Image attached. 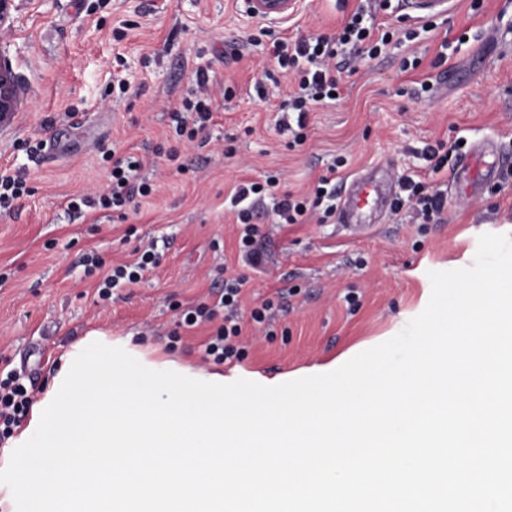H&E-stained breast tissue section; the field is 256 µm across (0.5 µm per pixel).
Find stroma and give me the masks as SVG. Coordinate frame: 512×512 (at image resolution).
I'll return each mask as SVG.
<instances>
[{
	"instance_id": "stroma-1",
	"label": "stroma",
	"mask_w": 512,
	"mask_h": 512,
	"mask_svg": "<svg viewBox=\"0 0 512 512\" xmlns=\"http://www.w3.org/2000/svg\"><path fill=\"white\" fill-rule=\"evenodd\" d=\"M356 0H295L287 16L266 19L247 0H23L0 47L27 95L0 129V168L23 171L32 188L0 214V362L44 393L59 358L93 331L130 340L147 361L247 378H275L351 358L395 336L426 307L432 270L471 266L484 233L512 235V0H448L439 15L398 4L378 11L391 42L375 58L341 61L342 89L309 115L306 142L288 148L276 126L278 103L293 81L279 76L268 98L253 86L272 63L266 44L249 42L266 25L290 38L333 33ZM432 31H424V24ZM418 30L415 40L404 38ZM448 61L432 67L439 52ZM418 59L403 69V60ZM213 89L210 143L181 144L166 111L179 106L196 69ZM432 90L424 93L421 82ZM233 96H225V88ZM463 140L500 153L505 173L474 193L454 188L456 160L431 173L426 144ZM233 156H224L225 146ZM131 152L155 185L126 220L111 211L76 216L70 196L106 183L105 148ZM178 148L185 175L165 153ZM344 166H337V159ZM380 166L393 178L417 174L448 193L437 224H414L388 211L361 238L338 218L319 224L263 223L266 269L251 273L244 308L298 287L279 313L277 336L249 343L236 365L204 361L206 329L183 333L174 303L211 298L225 275L242 272L229 196L243 180L280 173V188L305 195L324 176L336 181ZM157 241L162 260L139 284L97 295L85 273L96 254L104 269L133 262ZM355 292L360 305L350 308Z\"/></svg>"
}]
</instances>
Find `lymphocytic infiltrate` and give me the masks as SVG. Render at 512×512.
Listing matches in <instances>:
<instances>
[{
    "label": "lymphocytic infiltrate",
    "instance_id": "obj_1",
    "mask_svg": "<svg viewBox=\"0 0 512 512\" xmlns=\"http://www.w3.org/2000/svg\"><path fill=\"white\" fill-rule=\"evenodd\" d=\"M389 43L388 34L382 33L375 23V16L364 5L357 7L345 18L338 32L333 35L300 37H273L267 54L280 69L292 77L294 86L280 103L278 110L280 131L290 132L294 145H302L307 139L308 114L317 105L329 100L338 92L336 60L341 56L358 59L381 54ZM209 76L205 70H196L194 87L180 107L168 114L176 135L187 143L203 147L208 143L205 135L213 119L212 98L208 92ZM104 161L110 162L107 183L102 191L71 197L67 208L79 214L83 210L109 209L118 218H125L128 206L138 197H147L153 191L152 184L141 174L143 164L137 156L120 155L116 151L103 153ZM277 177L265 181H245L238 184L231 198V205L243 229L239 240V252L243 262L254 269L264 268L267 253L259 246L261 229L256 220L262 213L272 212L276 223L302 224L314 214L330 218L336 213V187L330 178L323 177L314 189L313 198H298L291 193H279ZM401 197L394 203L395 209H408L419 223L427 224L441 217L448 206L444 192L428 187L423 181L407 175L401 179ZM161 255L155 245L137 250L134 262L118 265L107 273L98 286V296L107 300L117 288L140 282L144 275L157 268ZM249 283L247 275L238 274L224 281L217 301L201 302L183 308L179 313L178 327L169 334L170 341L180 339V331L200 325H212L204 353L217 364L242 361L247 350L243 330L253 326L263 330L266 340H273L276 332L275 302L263 299L249 312H242L240 294ZM34 402V390L27 387L16 372L0 377V443L9 439L15 427L20 425Z\"/></svg>",
    "mask_w": 512,
    "mask_h": 512
}]
</instances>
